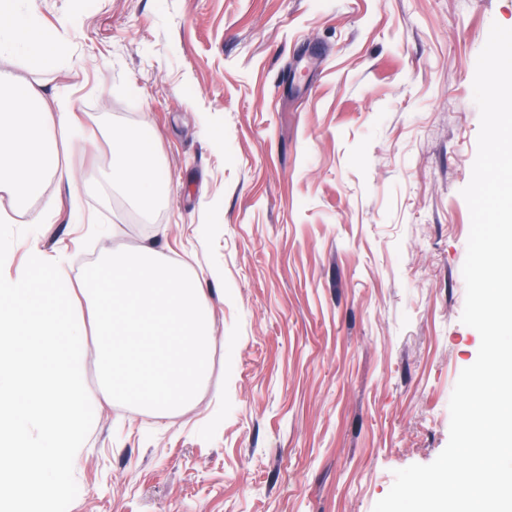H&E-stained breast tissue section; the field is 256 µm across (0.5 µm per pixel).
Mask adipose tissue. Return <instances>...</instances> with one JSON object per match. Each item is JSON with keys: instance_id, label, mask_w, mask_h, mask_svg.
I'll return each instance as SVG.
<instances>
[{"instance_id": "adipose-tissue-1", "label": "adipose tissue", "mask_w": 512, "mask_h": 512, "mask_svg": "<svg viewBox=\"0 0 512 512\" xmlns=\"http://www.w3.org/2000/svg\"><path fill=\"white\" fill-rule=\"evenodd\" d=\"M36 71H56L67 54L63 41L46 31L35 13L0 0V39ZM80 116L61 94L35 81L0 75V192L12 198V212L24 213L42 195L47 181L78 184L58 162L57 137L79 126ZM114 190L136 209L149 210L165 182L154 164L156 150L147 126L114 127L107 133Z\"/></svg>"}]
</instances>
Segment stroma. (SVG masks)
Returning <instances> with one entry per match:
<instances>
[{
    "label": "stroma",
    "mask_w": 512,
    "mask_h": 512,
    "mask_svg": "<svg viewBox=\"0 0 512 512\" xmlns=\"http://www.w3.org/2000/svg\"><path fill=\"white\" fill-rule=\"evenodd\" d=\"M68 46L64 86L99 141H58L77 198L48 183L13 226L70 275L156 242L197 274L223 350L192 403L160 417L105 400L69 512H373L395 470L449 439L479 333L462 323L480 128L476 61L512 0H18ZM147 123L164 201L113 191L105 134ZM79 207L84 223H72ZM42 219L34 227V219Z\"/></svg>",
    "instance_id": "35a3bbf8"
}]
</instances>
